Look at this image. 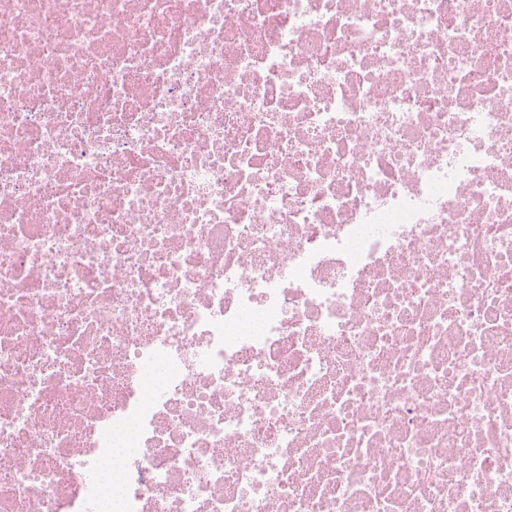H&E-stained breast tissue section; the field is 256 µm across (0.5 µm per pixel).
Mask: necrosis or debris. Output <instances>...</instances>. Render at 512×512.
<instances>
[{
	"instance_id": "obj_1",
	"label": "necrosis or debris",
	"mask_w": 512,
	"mask_h": 512,
	"mask_svg": "<svg viewBox=\"0 0 512 512\" xmlns=\"http://www.w3.org/2000/svg\"><path fill=\"white\" fill-rule=\"evenodd\" d=\"M0 512H512V0H0Z\"/></svg>"
}]
</instances>
